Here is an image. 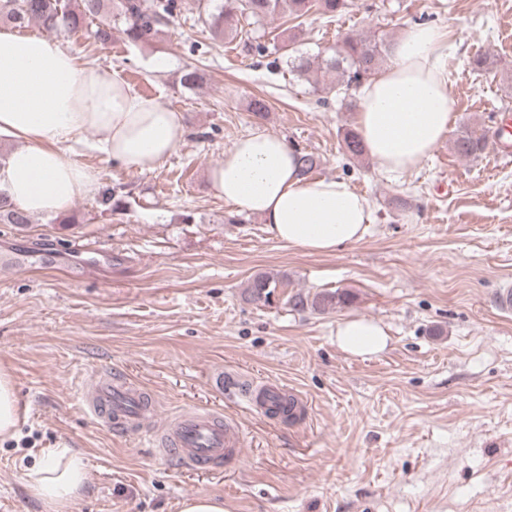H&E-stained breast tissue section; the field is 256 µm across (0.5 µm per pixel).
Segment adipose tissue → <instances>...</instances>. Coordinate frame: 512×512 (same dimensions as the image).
Listing matches in <instances>:
<instances>
[{"label": "adipose tissue", "mask_w": 512, "mask_h": 512, "mask_svg": "<svg viewBox=\"0 0 512 512\" xmlns=\"http://www.w3.org/2000/svg\"><path fill=\"white\" fill-rule=\"evenodd\" d=\"M450 30L404 28L389 63L362 87L356 129L377 169L417 168L449 130L455 99L445 69ZM95 131L101 150L130 171L156 170L186 136L181 113L132 90L121 79L81 64L54 38L0 29V137L14 141L0 164V188L25 213L61 216L94 194L95 175L71 160L64 144ZM215 195L257 215L278 241L332 254L361 241L371 220L369 199L336 177L300 175L287 139L252 132L236 139L208 173ZM339 348L353 356L387 345L377 322L348 318L336 328ZM86 478L79 452L45 448L27 480L51 512H65Z\"/></svg>", "instance_id": "obj_1"}]
</instances>
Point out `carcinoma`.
Masks as SVG:
<instances>
[{"label": "carcinoma", "instance_id": "obj_1", "mask_svg": "<svg viewBox=\"0 0 512 512\" xmlns=\"http://www.w3.org/2000/svg\"><path fill=\"white\" fill-rule=\"evenodd\" d=\"M350 6L351 0H224L212 12L207 3L199 2L205 23L214 37H238L244 46L259 53L269 49L279 52L286 58L293 76L326 93L358 87L373 76L386 60L388 42L347 35L332 54L312 58L298 52L289 41L271 48L262 44L255 37L253 27L263 25L275 15L286 14L298 20L313 10L331 22ZM111 9L116 11L128 41L150 45L158 42L164 28L173 22L178 3L177 0H152L149 5L144 0H0V23L18 28L36 23L50 32L79 31ZM486 147V137L469 128L458 131L452 141L454 153L463 159L479 157ZM295 152L300 174H311L317 165L315 155L298 147ZM0 223L21 227L31 223V216L14 205L1 188ZM278 286L277 276L259 275L247 287L248 298L266 303ZM289 301L295 307L309 306L324 312L349 304L350 298L336 291L318 293L311 298L298 293Z\"/></svg>", "mask_w": 512, "mask_h": 512}]
</instances>
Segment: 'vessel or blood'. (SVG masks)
Wrapping results in <instances>:
<instances>
[{"instance_id":"vessel-or-blood-1","label":"vessel or blood","mask_w":512,"mask_h":512,"mask_svg":"<svg viewBox=\"0 0 512 512\" xmlns=\"http://www.w3.org/2000/svg\"><path fill=\"white\" fill-rule=\"evenodd\" d=\"M81 400L96 418L121 430L137 426L153 411L148 393L117 376L92 380L82 389ZM157 443L164 453L195 469L238 459L242 438L221 417L189 411L162 428Z\"/></svg>"}]
</instances>
